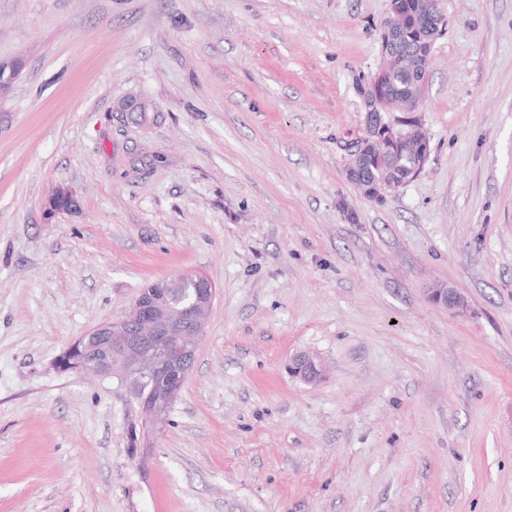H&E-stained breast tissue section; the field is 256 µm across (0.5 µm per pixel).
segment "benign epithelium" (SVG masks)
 Masks as SVG:
<instances>
[{"instance_id":"7a95c632","label":"benign epithelium","mask_w":512,"mask_h":512,"mask_svg":"<svg viewBox=\"0 0 512 512\" xmlns=\"http://www.w3.org/2000/svg\"><path fill=\"white\" fill-rule=\"evenodd\" d=\"M391 24L381 47V64L369 82L362 86L360 95L365 115L377 111L385 78L398 67L400 57L395 47L396 33L403 20L399 0H390ZM19 72V63H0V96ZM367 136L356 144L349 177L366 195L372 191L359 179V155L371 146L377 148L381 140L370 125H365ZM215 299V288L201 274H183L161 279L143 289L132 307L120 318L94 326L89 335L104 337L98 356L72 360V352L84 342L79 338L57 358L59 371L73 370L89 373L102 379L115 378L128 390H142L155 379H167L164 399L146 394L137 400L138 413L145 421L159 426L165 423L171 401L181 391L188 370L183 360L196 356L201 338L206 331ZM291 373L306 382H313L323 374L322 363L315 357L303 356L290 367Z\"/></svg>"}]
</instances>
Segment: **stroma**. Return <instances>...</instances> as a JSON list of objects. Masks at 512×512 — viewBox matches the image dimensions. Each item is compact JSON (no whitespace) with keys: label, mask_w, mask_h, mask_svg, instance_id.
Segmentation results:
<instances>
[{"label":"stroma","mask_w":512,"mask_h":512,"mask_svg":"<svg viewBox=\"0 0 512 512\" xmlns=\"http://www.w3.org/2000/svg\"><path fill=\"white\" fill-rule=\"evenodd\" d=\"M442 7L429 160L374 200L390 0H0V512H512V0ZM185 273L210 321L134 451L125 388L54 361ZM291 373L300 376L306 382H313L323 374L322 363L315 357L303 356L290 367Z\"/></svg>","instance_id":"obj_1"}]
</instances>
